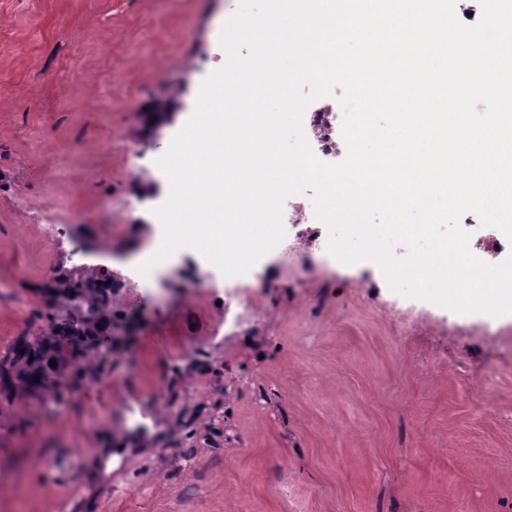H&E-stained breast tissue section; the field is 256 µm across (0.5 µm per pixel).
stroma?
Returning <instances> with one entry per match:
<instances>
[{"instance_id": "1", "label": "stroma", "mask_w": 512, "mask_h": 512, "mask_svg": "<svg viewBox=\"0 0 512 512\" xmlns=\"http://www.w3.org/2000/svg\"><path fill=\"white\" fill-rule=\"evenodd\" d=\"M237 6L0 0V353L37 327L59 267L109 253L128 274L125 251L159 235L156 161L223 66ZM172 85V122L147 130ZM140 172L158 185L141 204ZM259 267L265 311L228 336L218 268L176 252L78 382L93 400L0 413V512H512V322L396 294L371 261Z\"/></svg>"}]
</instances>
